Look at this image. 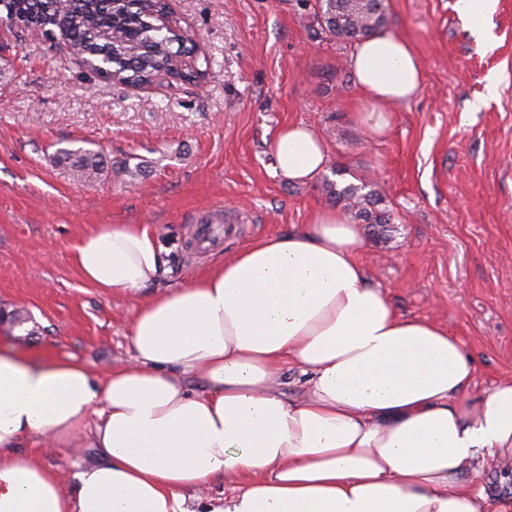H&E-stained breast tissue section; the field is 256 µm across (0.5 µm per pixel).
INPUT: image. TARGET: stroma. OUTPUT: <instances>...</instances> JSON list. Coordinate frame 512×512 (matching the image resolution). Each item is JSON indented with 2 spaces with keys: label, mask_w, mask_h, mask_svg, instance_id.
Wrapping results in <instances>:
<instances>
[{
  "label": "stroma",
  "mask_w": 512,
  "mask_h": 512,
  "mask_svg": "<svg viewBox=\"0 0 512 512\" xmlns=\"http://www.w3.org/2000/svg\"><path fill=\"white\" fill-rule=\"evenodd\" d=\"M383 5L387 29L416 48L424 81L414 101L393 107L381 139L355 118L352 45L321 29L316 0H169L208 62L201 89L120 85L72 51L0 29V313L30 317L0 324V347L128 362L135 304L82 281L70 256L81 235L155 225L165 284L177 287L334 207L324 185L340 176L374 182L393 217L383 235L359 226L371 283L399 314L465 343L474 393L512 382V0H496L482 32L458 0ZM298 121L328 149L309 185L275 175L270 154L274 132ZM72 141L107 155L104 175L83 183L55 163ZM33 452L67 480L98 459L82 446Z\"/></svg>",
  "instance_id": "1"
}]
</instances>
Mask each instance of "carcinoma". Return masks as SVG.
<instances>
[{"mask_svg":"<svg viewBox=\"0 0 512 512\" xmlns=\"http://www.w3.org/2000/svg\"><path fill=\"white\" fill-rule=\"evenodd\" d=\"M0 6L5 16L16 19L34 35L68 46L94 73L93 63L102 58V52L115 51L114 82L140 85L161 73L185 81L198 78L197 73L179 67L181 49H173L174 40L152 26L148 11L154 4L148 0H129L126 5H113L109 0H97L94 5L86 0H0ZM318 6L325 29L339 38H366L385 22L382 0H318ZM56 159L84 181L99 178L106 167L100 151L83 146L60 147ZM327 187L336 201L361 221L380 227L390 223L371 184L340 187L329 182Z\"/></svg>","mask_w":512,"mask_h":512,"instance_id":"cac0c4a2","label":"carcinoma"}]
</instances>
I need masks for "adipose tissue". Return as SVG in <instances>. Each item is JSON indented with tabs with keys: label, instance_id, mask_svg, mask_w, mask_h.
<instances>
[{
	"label": "adipose tissue",
	"instance_id": "adipose-tissue-1",
	"mask_svg": "<svg viewBox=\"0 0 512 512\" xmlns=\"http://www.w3.org/2000/svg\"><path fill=\"white\" fill-rule=\"evenodd\" d=\"M358 122L389 129L424 70L413 44L382 30L352 48ZM283 180L327 164L317 132L281 127ZM358 227L319 209L184 286L162 287L167 255L149 224H101L73 247L81 279L133 294L132 362L0 352V512H184L182 489L236 481L207 512H512V495L471 480L512 462V382L472 398L465 344L407 318L370 284ZM303 376L295 400L284 366ZM199 383L192 389L183 375ZM85 441L100 460L71 486L25 448Z\"/></svg>",
	"mask_w": 512,
	"mask_h": 512
}]
</instances>
